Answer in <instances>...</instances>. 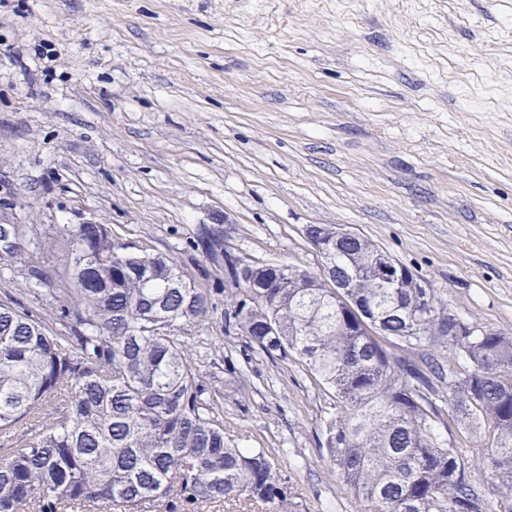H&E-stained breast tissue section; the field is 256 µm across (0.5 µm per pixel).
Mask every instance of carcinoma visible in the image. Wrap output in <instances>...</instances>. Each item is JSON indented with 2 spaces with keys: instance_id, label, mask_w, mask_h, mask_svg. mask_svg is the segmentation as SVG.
<instances>
[{
  "instance_id": "cac0c4a2",
  "label": "carcinoma",
  "mask_w": 512,
  "mask_h": 512,
  "mask_svg": "<svg viewBox=\"0 0 512 512\" xmlns=\"http://www.w3.org/2000/svg\"><path fill=\"white\" fill-rule=\"evenodd\" d=\"M208 231L191 247L219 266ZM24 234L0 230L1 267L23 259ZM60 248L59 274L49 254ZM377 250L362 236L332 252L343 293L294 285L278 263L260 269L281 288L221 289L222 331L243 344L224 352L221 378L197 369L201 343L185 337L213 289L174 258L114 255L105 224L39 242L25 287L0 297V512H295L283 449L224 433V390L247 413L259 359L292 361L332 395L321 447L362 512H488L456 431L479 438L497 512H512V334L445 336L436 294L427 303L370 274Z\"/></svg>"
}]
</instances>
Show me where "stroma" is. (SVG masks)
<instances>
[{"label": "stroma", "instance_id": "1", "mask_svg": "<svg viewBox=\"0 0 512 512\" xmlns=\"http://www.w3.org/2000/svg\"><path fill=\"white\" fill-rule=\"evenodd\" d=\"M190 264L200 226L318 272L335 224L512 333V0H0V225ZM224 430L282 449L296 512H358L293 362Z\"/></svg>", "mask_w": 512, "mask_h": 512}]
</instances>
